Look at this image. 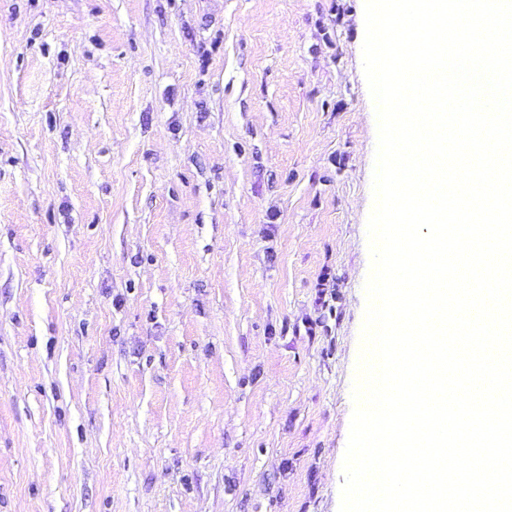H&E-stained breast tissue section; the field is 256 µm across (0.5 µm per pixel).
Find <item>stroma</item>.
I'll list each match as a JSON object with an SVG mask.
<instances>
[{
    "label": "stroma",
    "instance_id": "35a3bbf8",
    "mask_svg": "<svg viewBox=\"0 0 512 512\" xmlns=\"http://www.w3.org/2000/svg\"><path fill=\"white\" fill-rule=\"evenodd\" d=\"M364 0H0V512H339Z\"/></svg>",
    "mask_w": 512,
    "mask_h": 512
}]
</instances>
